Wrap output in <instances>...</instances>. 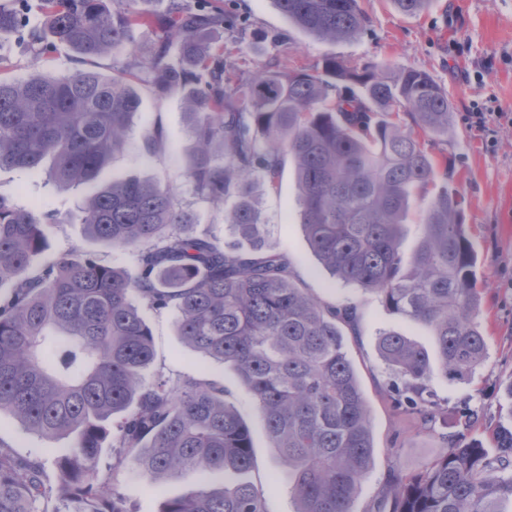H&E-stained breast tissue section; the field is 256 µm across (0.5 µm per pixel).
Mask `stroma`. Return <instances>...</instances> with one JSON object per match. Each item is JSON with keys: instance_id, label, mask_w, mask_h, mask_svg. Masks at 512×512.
I'll use <instances>...</instances> for the list:
<instances>
[{"instance_id": "1", "label": "stroma", "mask_w": 512, "mask_h": 512, "mask_svg": "<svg viewBox=\"0 0 512 512\" xmlns=\"http://www.w3.org/2000/svg\"><path fill=\"white\" fill-rule=\"evenodd\" d=\"M225 11L244 17L242 30L217 28L215 37L224 47V61L246 74L257 67L299 71L320 66L327 57L342 63L379 62L389 72L415 67L429 72L448 90L453 107V131L448 140L430 145L435 159H447L452 186L457 190L469 240L478 257L477 286L481 299V326L488 342L484 363L465 382H449L433 372L430 386L448 412V429L469 430L485 448H494V433L512 424V401L503 393L512 381V222L508 221L505 188L512 184V0H432L418 15L398 12L391 0H360L368 18L361 37L336 43L316 39L291 26L272 0H223ZM159 41L153 28L135 32L137 56L117 50L96 59L94 69L103 75L126 72L140 98L123 150L116 152L97 180L137 177L173 185L183 207L197 217L196 232L233 239L224 222V206L200 199L184 175L194 148L180 96L155 95L138 58L151 54ZM74 53L59 49L51 56L37 44L12 36L0 39V76L21 80L35 74L61 76L82 69ZM503 111L486 129L472 127L469 112L479 107ZM160 132L161 145L146 153L144 139ZM267 249L285 253L302 288L326 306L345 301L358 307L355 331L346 332V351L360 378L370 410L373 458L370 472L352 504L353 512H368L378 497L391 464L403 472L419 470L439 451L437 434L420 431L412 418L396 410L386 393L388 371L376 350L380 331L404 334L427 351H434L430 331L402 319L383 306L370 292L338 282L312 252L299 223L298 191L293 165H285L276 186L259 184ZM87 185L62 189L46 173L19 168H0V197L15 206L31 208L40 203L56 211L59 219L46 224L45 258L71 250L97 255L110 265L135 273L137 261L128 250L111 249L89 240L78 220ZM153 335V361L148 377L175 382L187 376L202 377L224 388V400L247 424L253 445L252 464L240 473L224 477L226 485L247 483L265 497L268 512H296L297 503L288 474L278 458L265 421L253 399L242 389L233 366L203 357L186 346L177 334L176 314L170 310L142 308ZM477 413L473 425L459 414L463 404ZM66 438L48 439L26 431L9 412L0 413V448L24 460L42 461L47 480H54L55 449L69 447ZM112 455L102 452L101 470H112L113 484L124 493L133 512H159L163 497L185 493L196 476L168 481L163 495L144 488L133 464L112 469Z\"/></svg>"}]
</instances>
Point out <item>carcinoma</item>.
Here are the masks:
<instances>
[{
	"label": "carcinoma",
	"mask_w": 512,
	"mask_h": 512,
	"mask_svg": "<svg viewBox=\"0 0 512 512\" xmlns=\"http://www.w3.org/2000/svg\"><path fill=\"white\" fill-rule=\"evenodd\" d=\"M294 27L324 41L360 36L358 0H273ZM403 14L431 0H391ZM42 29L26 28L24 0L0 3V37L16 34L48 55L63 46L85 61L134 49V30L155 25L163 40L146 59L159 97L183 99L195 149L185 175L212 204L234 198L225 223L251 250L194 231L193 213L169 185L116 179L83 202L86 235L132 250L134 275L92 253L41 261L46 211L0 198V412L72 446L55 458L56 482L42 466L0 449V512H131L112 475L99 469L105 442L112 470L135 462L160 490L190 473L244 471L252 462L248 427L224 388L188 377L152 382V333L138 303L177 313L178 336L193 350L231 364L255 400L297 501L296 512H352L369 472L370 414L337 319L301 288L288 258L256 255L264 222L253 178L274 185L293 161L300 224L319 261L340 282L377 295L394 314L430 328L435 358L408 337L384 330L378 354L394 376L395 407L422 430L443 408L428 379L451 382L479 367L488 345L479 321L475 255L457 192L426 145L448 134L447 90L407 67L389 76L334 57L312 71L227 67L211 30L241 20L202 5L167 18L108 0H41ZM139 96L121 76L87 68L60 77L0 78V168L36 171L60 186L90 183L120 151ZM429 199L416 251L402 249L414 195ZM442 451L411 474L392 469L371 512H512V426L495 435L497 454L464 433L440 436ZM160 512H267L253 486L207 482L163 500Z\"/></svg>",
	"instance_id": "1"
}]
</instances>
